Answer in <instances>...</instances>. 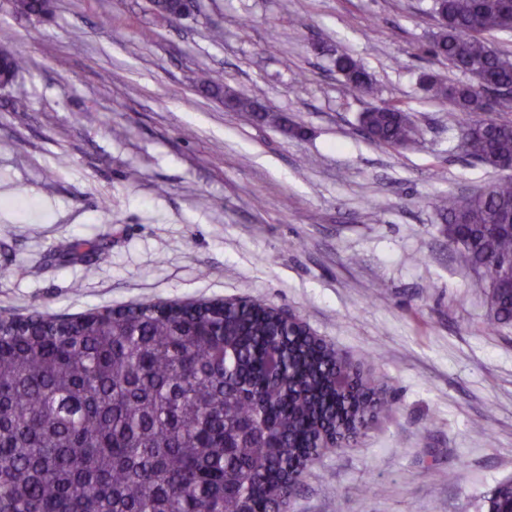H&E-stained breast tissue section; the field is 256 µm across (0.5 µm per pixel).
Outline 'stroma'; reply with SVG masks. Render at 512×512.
Returning <instances> with one entry per match:
<instances>
[{
  "mask_svg": "<svg viewBox=\"0 0 512 512\" xmlns=\"http://www.w3.org/2000/svg\"><path fill=\"white\" fill-rule=\"evenodd\" d=\"M432 0H0L23 52L0 89V310L67 316L140 302L252 298L302 319L395 394L352 447L301 478L287 512H484L512 477V328L449 246L438 197L506 171L467 156L451 103L419 83L469 75L427 54ZM346 53L374 80L351 91ZM295 133L200 94L201 73ZM401 104L414 144L362 131ZM107 253L73 258L64 244Z\"/></svg>",
  "mask_w": 512,
  "mask_h": 512,
  "instance_id": "stroma-1",
  "label": "stroma"
}]
</instances>
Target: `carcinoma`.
Masks as SVG:
<instances>
[{
    "instance_id": "1",
    "label": "carcinoma",
    "mask_w": 512,
    "mask_h": 512,
    "mask_svg": "<svg viewBox=\"0 0 512 512\" xmlns=\"http://www.w3.org/2000/svg\"><path fill=\"white\" fill-rule=\"evenodd\" d=\"M176 0H150L175 20ZM49 0H15L36 17ZM439 31L429 52L475 79L512 84V57L485 35L512 30V0H434ZM9 85L25 58L5 50ZM346 85L372 92L370 73L336 57ZM455 111L487 112L472 83L422 74ZM200 92L237 112L246 93L202 76ZM363 131L408 147L416 129L398 103L359 116ZM468 155L512 161V124L456 120ZM448 243L475 273L486 327H512V180L485 195L438 200ZM393 399L371 370L261 300L145 302L59 319L34 305L0 311V512H282L300 477L327 451L349 448ZM487 512H512V479Z\"/></svg>"
}]
</instances>
